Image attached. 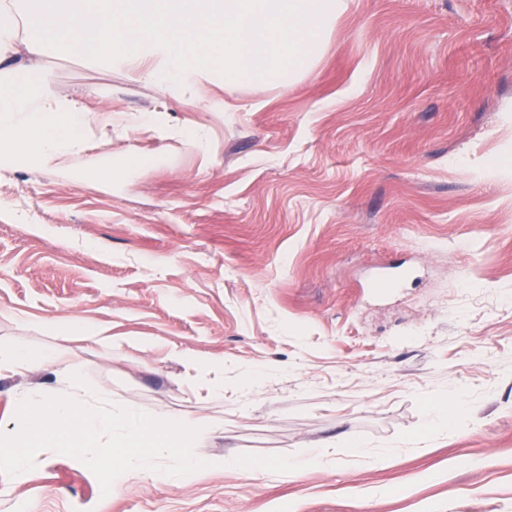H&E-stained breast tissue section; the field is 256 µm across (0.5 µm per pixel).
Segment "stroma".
<instances>
[{"mask_svg":"<svg viewBox=\"0 0 512 512\" xmlns=\"http://www.w3.org/2000/svg\"><path fill=\"white\" fill-rule=\"evenodd\" d=\"M46 65L93 121L69 166L0 174V344L32 358L0 427L55 390L48 349L215 427L193 481L105 496L44 450L0 512H512V0H350L289 87L216 80L207 106L60 43ZM70 316L105 343L47 329ZM445 392L463 413L428 435ZM327 454L328 450L325 448H311L300 457L285 460L280 464V468L288 476L293 477L308 467L320 464Z\"/></svg>","mask_w":512,"mask_h":512,"instance_id":"stroma-1","label":"stroma"}]
</instances>
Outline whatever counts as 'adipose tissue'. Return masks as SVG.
I'll return each mask as SVG.
<instances>
[{"label":"adipose tissue","instance_id":"obj_1","mask_svg":"<svg viewBox=\"0 0 512 512\" xmlns=\"http://www.w3.org/2000/svg\"><path fill=\"white\" fill-rule=\"evenodd\" d=\"M347 0H0V170L48 171L88 148L81 100L50 88L52 43L204 98L217 77L290 85Z\"/></svg>","mask_w":512,"mask_h":512}]
</instances>
